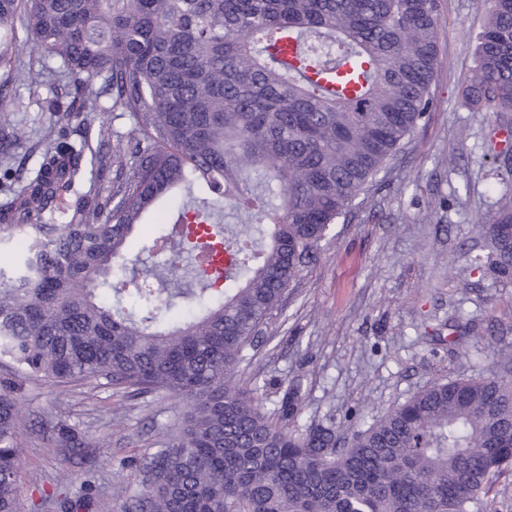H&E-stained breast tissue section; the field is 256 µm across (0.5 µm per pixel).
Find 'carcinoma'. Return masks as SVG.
<instances>
[{"instance_id":"obj_1","label":"carcinoma","mask_w":512,"mask_h":512,"mask_svg":"<svg viewBox=\"0 0 512 512\" xmlns=\"http://www.w3.org/2000/svg\"><path fill=\"white\" fill-rule=\"evenodd\" d=\"M488 18L476 75L479 111L512 112V0H479ZM84 96L58 109L127 112L134 132L101 120L97 145L68 136L0 204V235H22L0 267V363L34 381L160 393L186 402L188 424L143 467L128 512H499L489 497L512 470V345L493 366L411 396L350 444L336 428L274 424L237 364L329 226L353 205L433 104L436 0H0V69L15 18ZM299 46L293 60L289 44ZM109 106L100 107L101 101ZM109 180L105 195L97 183ZM78 180L64 224L45 215ZM175 198L224 277L188 267L197 243L175 238L152 287L130 238ZM245 216V235L224 208ZM488 258L512 268V207ZM195 303L180 320L176 299ZM24 409L0 381V512H21ZM58 496L60 512H84Z\"/></svg>"}]
</instances>
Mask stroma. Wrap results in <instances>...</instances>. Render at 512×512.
<instances>
[{"label":"stroma","instance_id":"stroma-1","mask_svg":"<svg viewBox=\"0 0 512 512\" xmlns=\"http://www.w3.org/2000/svg\"><path fill=\"white\" fill-rule=\"evenodd\" d=\"M438 13L430 112L390 170L331 225L238 365L262 412L289 430L320 423L352 436L418 391L473 375L486 364L487 337L512 343V273L473 263L512 202V177L499 169L512 145L495 118L462 98L486 15L474 0H438ZM64 83L53 64L37 83L0 82V105L24 134L8 150L28 171L57 136L46 105ZM15 385L26 411L19 483L33 504L25 512H58L56 483L79 495L90 469L91 512H124L145 460L186 424L185 403L165 393L91 383L69 390L20 377ZM293 386L302 409L289 417L281 401ZM71 428L85 439L76 450L59 443Z\"/></svg>","mask_w":512,"mask_h":512}]
</instances>
